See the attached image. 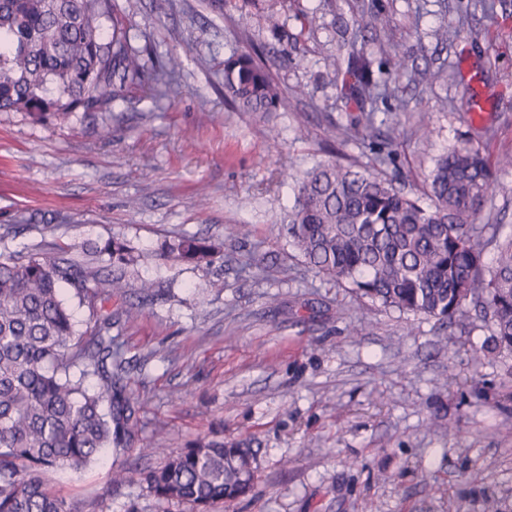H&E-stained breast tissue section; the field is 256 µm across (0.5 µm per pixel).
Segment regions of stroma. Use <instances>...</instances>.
<instances>
[{"label": "stroma", "instance_id": "obj_1", "mask_svg": "<svg viewBox=\"0 0 512 512\" xmlns=\"http://www.w3.org/2000/svg\"><path fill=\"white\" fill-rule=\"evenodd\" d=\"M117 8L146 69L179 57L167 97L139 89L61 121L0 112V253L61 250L105 271L100 249L119 238L138 256L104 307L131 362L139 431L127 450L51 472L60 494L77 512H192L155 497L144 474L203 438H253L252 490L214 512H484L490 494L512 512V357L486 352L482 321L452 336L316 274L283 222L296 178L327 160L373 158L347 135L357 92L328 72L353 55L390 91L376 118L397 127L391 150L407 190L429 204L434 159L468 141L496 164L481 223L512 224V0ZM364 9L386 28L360 31ZM257 46L284 95L274 112L224 99L225 59ZM396 50L417 72L394 69ZM473 98L482 111H469ZM177 234L220 252L208 265L164 260L158 249ZM256 252L266 266L246 270ZM145 282L153 299L140 296Z\"/></svg>", "mask_w": 512, "mask_h": 512}]
</instances>
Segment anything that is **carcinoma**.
<instances>
[{
  "label": "carcinoma",
  "mask_w": 512,
  "mask_h": 512,
  "mask_svg": "<svg viewBox=\"0 0 512 512\" xmlns=\"http://www.w3.org/2000/svg\"><path fill=\"white\" fill-rule=\"evenodd\" d=\"M104 18L112 34L101 33ZM178 58L146 71L131 48L113 0H0V111L61 119L101 110L134 89L165 92ZM345 75L366 98L384 97L363 82V66ZM224 97L244 112H274L278 85L256 54L224 62ZM373 143L375 109L353 122ZM284 219L290 245L317 274L361 299L403 315L469 329L470 309L487 318L491 350L512 355V231L479 224L493 195L492 164L482 149L461 143L434 160L431 204L369 168L329 160L296 180ZM495 251L492 264L483 256ZM112 278L61 252L0 255V512H75L46 478L58 468L81 470L103 448L123 450L135 438L137 410L126 393L127 361L112 337L104 297L125 288L134 264L121 242H108ZM164 257L210 264L217 248L190 235L164 243ZM75 290L93 323L79 331L63 287ZM96 378L94 389L85 386ZM253 441H199L168 456L145 476L157 498L195 512L246 495L255 479Z\"/></svg>",
  "instance_id": "cac0c4a2"
}]
</instances>
